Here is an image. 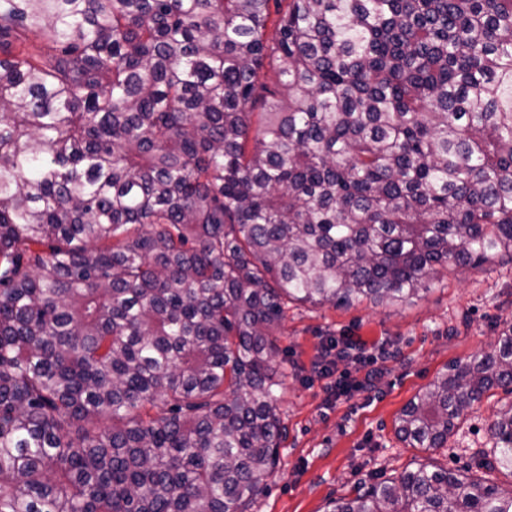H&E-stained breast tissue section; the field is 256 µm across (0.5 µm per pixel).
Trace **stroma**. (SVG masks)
<instances>
[{
	"label": "stroma",
	"instance_id": "stroma-1",
	"mask_svg": "<svg viewBox=\"0 0 512 512\" xmlns=\"http://www.w3.org/2000/svg\"><path fill=\"white\" fill-rule=\"evenodd\" d=\"M512 327V264L448 268L407 302L350 306L289 304L278 331L279 357L289 376L274 404L287 429L278 464L261 479L249 512H326L375 476L395 477L415 462L474 465L489 427L512 394L497 388L460 420L445 448L431 452L400 443L397 421L446 367L490 351ZM349 336L367 348L386 347L377 391L325 403L310 361L322 337Z\"/></svg>",
	"mask_w": 512,
	"mask_h": 512
}]
</instances>
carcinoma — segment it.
Wrapping results in <instances>:
<instances>
[{
	"mask_svg": "<svg viewBox=\"0 0 512 512\" xmlns=\"http://www.w3.org/2000/svg\"><path fill=\"white\" fill-rule=\"evenodd\" d=\"M512 263V0H0V512H248L287 302ZM512 327L404 409L448 447ZM470 467L328 512H512Z\"/></svg>",
	"mask_w": 512,
	"mask_h": 512,
	"instance_id": "carcinoma-1",
	"label": "carcinoma"
}]
</instances>
